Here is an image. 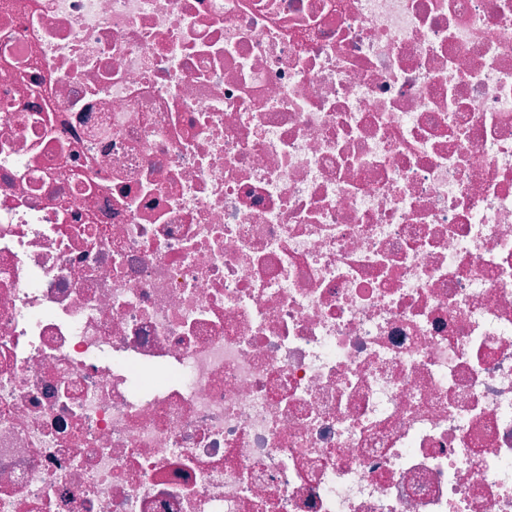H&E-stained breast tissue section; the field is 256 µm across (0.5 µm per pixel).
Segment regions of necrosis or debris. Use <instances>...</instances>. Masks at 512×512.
<instances>
[{
    "mask_svg": "<svg viewBox=\"0 0 512 512\" xmlns=\"http://www.w3.org/2000/svg\"><path fill=\"white\" fill-rule=\"evenodd\" d=\"M0 512H512V0H0Z\"/></svg>",
    "mask_w": 512,
    "mask_h": 512,
    "instance_id": "obj_1",
    "label": "necrosis or debris"
}]
</instances>
